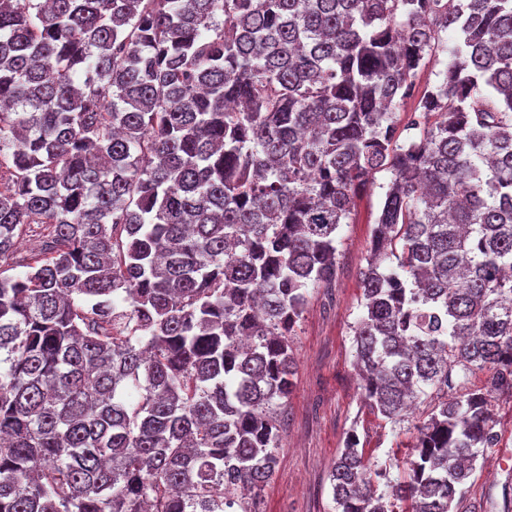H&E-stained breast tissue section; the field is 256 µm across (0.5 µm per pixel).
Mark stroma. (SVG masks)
<instances>
[{"mask_svg":"<svg viewBox=\"0 0 512 512\" xmlns=\"http://www.w3.org/2000/svg\"><path fill=\"white\" fill-rule=\"evenodd\" d=\"M389 172L356 201L351 223L342 225L336 242L340 268L334 288L311 291L292 340L295 386L285 407L277 466L261 493L258 512H334L331 465L349 431H356L366 459L397 477L413 439L370 413L353 367L352 326L362 307L359 272L370 254ZM501 421L498 448L476 462L466 496L471 505L490 502L503 512L512 500V401H495Z\"/></svg>","mask_w":512,"mask_h":512,"instance_id":"obj_1","label":"stroma"}]
</instances>
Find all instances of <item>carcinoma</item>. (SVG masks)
I'll use <instances>...</instances> for the list:
<instances>
[{
    "instance_id": "cac0c4a2",
    "label": "carcinoma",
    "mask_w": 512,
    "mask_h": 512,
    "mask_svg": "<svg viewBox=\"0 0 512 512\" xmlns=\"http://www.w3.org/2000/svg\"><path fill=\"white\" fill-rule=\"evenodd\" d=\"M383 170L355 366L373 414L428 413L396 480L349 434L335 512H477L512 400V0H0V512H256L307 290ZM442 69L443 65L438 62L437 56L426 58L425 67L419 74L420 82L419 88L417 89L418 91L416 90L414 96L407 99V101L401 104V106L397 110V127L398 133H401V138H403L406 135V131L403 130L404 126L407 123L410 113L415 109L422 90L428 84L430 86H434L438 82L440 78L437 77V73Z\"/></svg>"
}]
</instances>
